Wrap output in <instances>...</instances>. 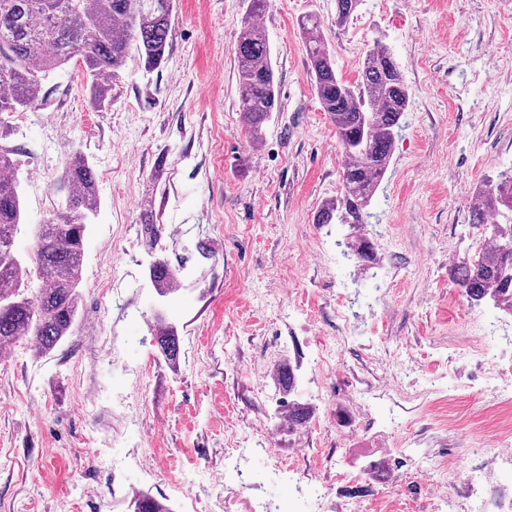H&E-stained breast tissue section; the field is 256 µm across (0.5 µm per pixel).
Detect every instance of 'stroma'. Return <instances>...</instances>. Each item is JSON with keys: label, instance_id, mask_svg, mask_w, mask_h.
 Wrapping results in <instances>:
<instances>
[{"label": "stroma", "instance_id": "35a3bbf8", "mask_svg": "<svg viewBox=\"0 0 512 512\" xmlns=\"http://www.w3.org/2000/svg\"><path fill=\"white\" fill-rule=\"evenodd\" d=\"M247 5L177 0L165 64L148 74L129 56L106 107L69 67L44 81L40 110L0 113L24 187L18 256L61 204L72 151L99 192L68 336L0 359V512H130L139 493L171 512H240L244 497L307 512L316 485L326 512H448L449 495L512 512V460L484 461L476 481L459 464L478 441L512 448V379L493 368L512 362V313L450 276L491 236L470 221L473 190L512 168V0H358L342 26L335 0H269L278 106L255 143L235 77ZM308 13L344 79L380 39L409 90L376 219L353 230L315 221L345 157L312 88ZM348 236L373 261L347 259ZM157 256L177 275L167 297ZM158 310L180 338L174 367L146 319ZM294 403L308 420L289 430ZM419 455L432 470L416 473ZM383 458L381 481L365 466ZM151 282L160 296H168L174 293L175 276L163 258H156L150 266Z\"/></svg>", "mask_w": 512, "mask_h": 512}]
</instances>
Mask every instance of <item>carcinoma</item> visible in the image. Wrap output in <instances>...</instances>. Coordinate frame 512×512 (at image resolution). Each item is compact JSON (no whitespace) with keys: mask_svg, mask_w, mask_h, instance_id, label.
<instances>
[{"mask_svg":"<svg viewBox=\"0 0 512 512\" xmlns=\"http://www.w3.org/2000/svg\"><path fill=\"white\" fill-rule=\"evenodd\" d=\"M268 0H250L234 52L239 86L238 112L253 142L277 107L278 92L268 37L257 18ZM174 0H0V112L35 111L43 104V81L74 63L89 83L92 104L108 103L109 81L119 79L131 49L145 72L166 60ZM311 63L313 90L321 111L336 129L346 164L342 192L321 205L316 223H369L371 200L384 177L401 132L409 92L391 49L377 40L365 53L358 81L336 73L321 34V20L306 14L298 22ZM10 150L0 146V353L28 338L43 356L67 336L78 312L85 235L97 212L98 177L78 151L66 161L60 178L64 203L40 225L32 256L19 259L14 237L23 224L21 184ZM509 215H503V211ZM469 212L474 224L505 216L492 224L495 240L452 268L453 283L473 301L488 299L512 312V173L500 174L473 192ZM347 257L372 259L370 247L344 242ZM39 281L27 294L31 278ZM151 282L161 296L174 293L175 276L166 261L150 266ZM156 344L170 364L179 357L174 326L152 314ZM133 512H168L155 499L140 496Z\"/></svg>","mask_w":512,"mask_h":512,"instance_id":"cac0c4a2","label":"carcinoma"}]
</instances>
